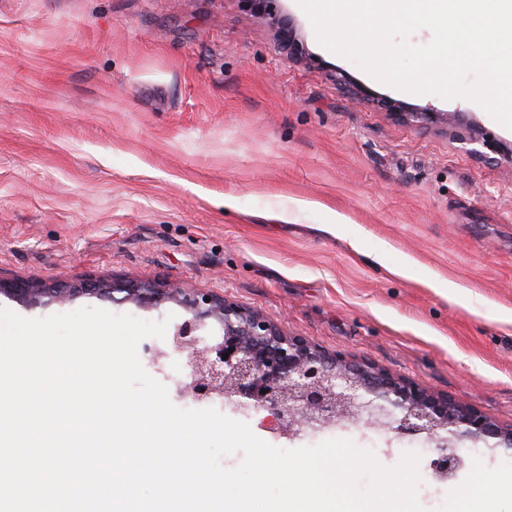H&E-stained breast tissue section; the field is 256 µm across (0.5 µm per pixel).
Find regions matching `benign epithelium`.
<instances>
[{
  "instance_id": "1",
  "label": "benign epithelium",
  "mask_w": 512,
  "mask_h": 512,
  "mask_svg": "<svg viewBox=\"0 0 512 512\" xmlns=\"http://www.w3.org/2000/svg\"><path fill=\"white\" fill-rule=\"evenodd\" d=\"M354 95L365 104H386L360 88ZM388 108L406 120L443 124L451 130L473 126L464 112H440L432 107L406 112L396 104ZM458 142L471 146L470 153L488 161L502 154L489 138L481 141L462 136ZM78 294L144 307L174 302L185 308L191 318L174 327L168 349H156L153 360L166 359L172 351L186 354L190 382L183 386L184 392L199 402L225 397L246 416L263 413L270 429L282 436L293 438L343 421L378 423L388 403L402 412L392 427L401 437L424 434L432 439L446 430L459 437L493 438L507 448L512 446L511 428L499 427L455 398L394 377L368 362L348 363L300 336L286 335L261 314L205 289L188 290L168 281L115 280L73 288L0 278V296L29 307L64 304ZM209 320L222 326L223 336L218 342L205 344L199 331ZM460 464L457 452L444 447L430 466L437 476L446 477Z\"/></svg>"
}]
</instances>
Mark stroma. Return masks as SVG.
Returning a JSON list of instances; mask_svg holds the SVG:
<instances>
[{"label":"stroma","mask_w":512,"mask_h":512,"mask_svg":"<svg viewBox=\"0 0 512 512\" xmlns=\"http://www.w3.org/2000/svg\"><path fill=\"white\" fill-rule=\"evenodd\" d=\"M277 8L301 57L279 52L251 0H0V277L203 288L512 428V161L388 104L466 112L504 142L512 130L473 101L377 82L319 44L297 0ZM85 306L189 317L172 302L0 298L29 318ZM161 344L140 343L143 368L196 408L186 357L153 363ZM247 423L283 449L347 439L386 467L417 452L426 512H460L479 475L497 476L486 508L512 512V448L456 440L471 466L440 481L428 440L361 423L290 440Z\"/></svg>","instance_id":"35a3bbf8"}]
</instances>
